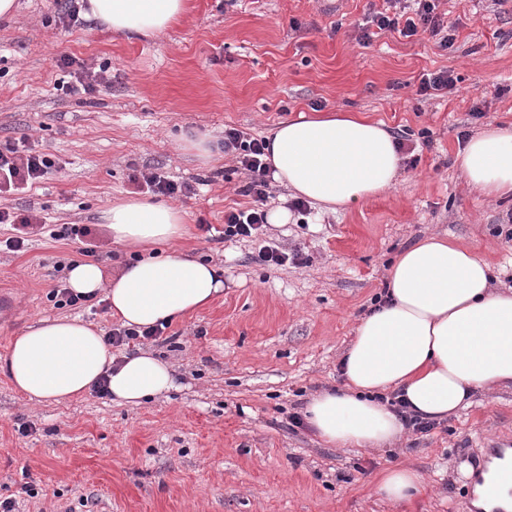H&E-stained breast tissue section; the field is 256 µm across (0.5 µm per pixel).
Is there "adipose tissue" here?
<instances>
[{"instance_id":"1","label":"adipose tissue","mask_w":512,"mask_h":512,"mask_svg":"<svg viewBox=\"0 0 512 512\" xmlns=\"http://www.w3.org/2000/svg\"><path fill=\"white\" fill-rule=\"evenodd\" d=\"M88 15L127 37L165 33L187 0H88ZM275 180L321 210L348 211L391 188L400 155L383 122L354 112L300 115L267 137ZM468 184L492 199L512 198V125L488 124L456 153ZM101 219L114 242L147 247L184 233V213L145 199H118ZM68 288L104 293L112 318L146 328L209 306L224 290L222 266L180 251L149 255L107 275L82 259L65 272ZM343 386L312 398L306 419L336 448H380L404 423L384 395L400 393L428 419L467 407L480 388L512 384V287L493 290L489 265L468 249L429 237L399 253L380 303L355 330L341 362ZM0 375L28 399L57 404L106 385L112 401L137 406L174 388L168 363L148 351L114 360L99 329L69 317L44 318L11 337ZM422 476L399 465L377 493L403 502Z\"/></svg>"}]
</instances>
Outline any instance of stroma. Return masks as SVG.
Wrapping results in <instances>:
<instances>
[{"label":"stroma","instance_id":"1","mask_svg":"<svg viewBox=\"0 0 512 512\" xmlns=\"http://www.w3.org/2000/svg\"><path fill=\"white\" fill-rule=\"evenodd\" d=\"M167 35L129 39L57 0H16L0 19V149L27 138L57 166L0 207L51 224H95L118 198H151L133 175L195 185L174 198L185 213L175 243L224 266V292L199 312L138 339L168 361L175 389L139 406L90 393L35 403L0 375V501L13 512H467L490 439H512V386L477 391L464 411L382 448H330L290 417L341 384L339 362L359 318L385 290L390 264L430 235L466 246L512 278V203L486 199L453 164L461 133L512 122V6L439 0L455 24L452 48L387 31L358 41L384 0H189ZM100 76L75 93L61 55ZM450 70L455 87L422 98L424 74ZM364 112L403 137L395 187L359 207L268 225L302 265L256 261L258 242L224 237V213L249 206L247 175L229 155L205 161L185 138L220 142L234 127L262 137L299 113ZM82 245L43 235L0 250V286L16 296L0 319V356L43 318L116 328L109 311L59 306L58 265ZM29 424V436L18 428ZM424 479L410 502L375 492L394 465ZM35 495L23 493V484Z\"/></svg>","mask_w":512,"mask_h":512}]
</instances>
